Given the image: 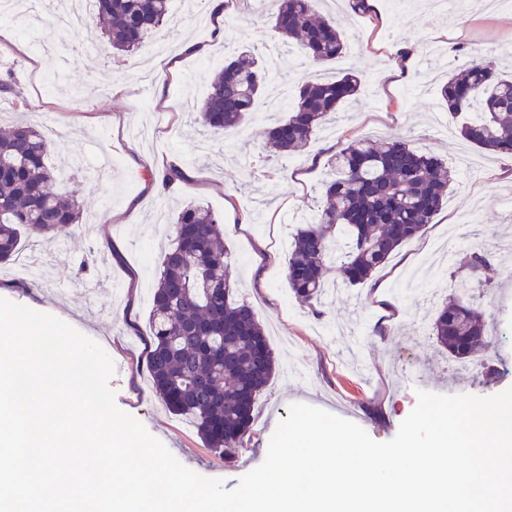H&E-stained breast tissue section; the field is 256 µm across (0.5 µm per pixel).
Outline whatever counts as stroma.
I'll return each instance as SVG.
<instances>
[{"label": "stroma", "mask_w": 512, "mask_h": 512, "mask_svg": "<svg viewBox=\"0 0 512 512\" xmlns=\"http://www.w3.org/2000/svg\"><path fill=\"white\" fill-rule=\"evenodd\" d=\"M346 33L345 55L323 66L282 53L255 111L281 87L360 71L359 93L302 152L282 157L266 150L262 122L247 120L236 148L223 135L201 134L198 107L210 92L213 68L205 58L234 53L265 56L280 44L270 12L254 0H229L238 26L215 38L203 0H171V20L136 53L118 55L103 37L95 12L68 32L52 35L45 15L25 24L0 17V56L16 59L15 94L0 92L5 121L29 120L52 141L49 162L72 175L60 191H78L82 225L45 245L23 247L35 264L29 275L15 264L0 269V298L62 319L109 354V386L123 412L141 421L171 454L194 472L234 488L260 465L277 425L292 403L303 402L347 419L374 440L392 439L417 403V390L492 396L512 387V156L487 153L462 139L460 120L442 105L438 89L450 73L474 60L512 70V11L470 5L433 15L427 0H405L395 14L357 12L350 0H321ZM203 43L186 55L184 44ZM398 134L444 159L455 174L448 199L425 233L404 243L372 285L324 293L316 318L288 288L286 261L302 216L319 205L328 160L350 141ZM178 166L196 174L149 192L146 170ZM224 219V243L235 295L247 302L267 332L276 373L262 392L244 448L223 459L205 448L195 428L153 395L142 368L150 335L152 294L174 219L188 203ZM494 252L473 288L486 315L489 348L478 370H466L436 341L428 287L404 288L407 272L441 263L442 295L462 276L463 254ZM401 307L381 314V297Z\"/></svg>", "instance_id": "35a3bbf8"}]
</instances>
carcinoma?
<instances>
[{
    "instance_id": "1",
    "label": "carcinoma",
    "mask_w": 512,
    "mask_h": 512,
    "mask_svg": "<svg viewBox=\"0 0 512 512\" xmlns=\"http://www.w3.org/2000/svg\"><path fill=\"white\" fill-rule=\"evenodd\" d=\"M96 3L105 36L119 54L135 52L169 21V0ZM273 7L275 30L313 62L344 55L343 31L316 12L314 0H273ZM267 75L251 55L227 60L200 109L201 127L220 133L241 125ZM361 81L350 70L334 80L304 83L288 117L265 132L266 148L288 155L309 145ZM440 100L453 115L479 105L475 119L462 123L461 136L489 153L512 155V77L493 62L473 61L450 75ZM48 153L45 134L31 125L0 133V265L14 261L27 240L51 241L79 223V202L57 191L60 173L48 165ZM328 165L334 178L323 186L326 204L296 229L287 262L288 286L318 316L330 272L350 285L366 283L404 242L425 232L452 183L440 158L399 135L381 143L354 140ZM148 176L167 188L184 172L170 166ZM174 231L153 293L145 366L154 396L189 419L223 457L248 437L275 360L253 309L233 296L223 218L189 204L178 212ZM491 258L489 250L474 251L466 270L482 271ZM486 327L482 312L463 296L440 305L432 324L437 342L458 360L479 357L487 346Z\"/></svg>"
}]
</instances>
